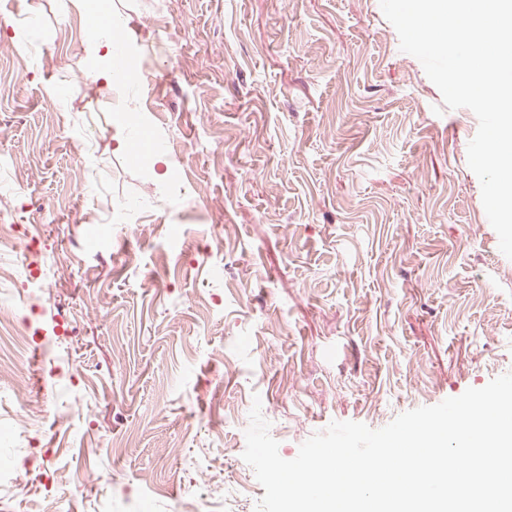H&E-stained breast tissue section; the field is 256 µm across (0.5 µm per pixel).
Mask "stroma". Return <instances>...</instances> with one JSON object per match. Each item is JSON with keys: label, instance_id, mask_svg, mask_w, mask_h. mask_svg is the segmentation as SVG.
<instances>
[{"label": "stroma", "instance_id": "stroma-1", "mask_svg": "<svg viewBox=\"0 0 512 512\" xmlns=\"http://www.w3.org/2000/svg\"><path fill=\"white\" fill-rule=\"evenodd\" d=\"M37 2L0 0V272L32 306L0 376V463L29 482L0 478V512H255L253 399L290 460L512 372L477 118L379 0ZM110 11L140 65L103 85ZM112 26L123 28L125 22L118 14H112L108 24L94 28V34L89 43V57L94 61H100L103 66L97 76L103 81L111 82L112 73L110 72L109 62L114 54V45L112 44Z\"/></svg>", "mask_w": 512, "mask_h": 512}]
</instances>
